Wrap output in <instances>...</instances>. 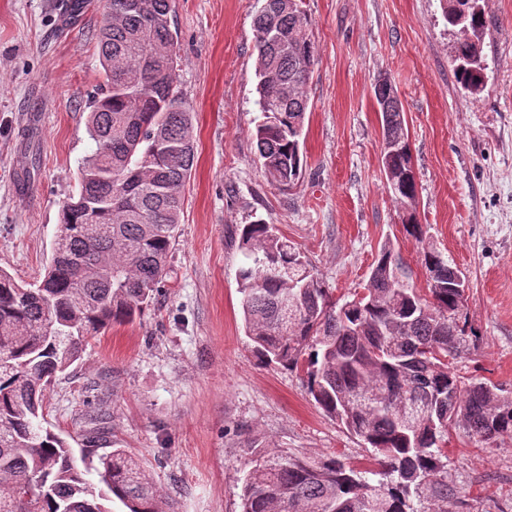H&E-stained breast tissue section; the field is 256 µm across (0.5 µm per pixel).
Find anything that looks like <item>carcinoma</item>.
<instances>
[{"label": "carcinoma", "mask_w": 512, "mask_h": 512, "mask_svg": "<svg viewBox=\"0 0 512 512\" xmlns=\"http://www.w3.org/2000/svg\"><path fill=\"white\" fill-rule=\"evenodd\" d=\"M170 2L109 0L98 36L103 84L88 102L95 150L61 210L46 273L23 284L0 269V512H112L114 499L126 512H176L134 455L114 448L94 465L45 427L43 414L48 383L88 339L134 322L168 272L195 162ZM440 5L459 28L456 80L477 92L485 12L479 0ZM309 26L297 0H263L254 18L260 119L252 139L267 179L282 188L303 175L306 85L316 63ZM395 94L390 83L373 85L386 140L407 136L404 111L388 105ZM392 165L403 175L390 192L404 205V231L422 245L426 270L440 271L427 296L389 239L365 292L337 299L274 225L241 228L237 281L256 356L301 374L323 412L380 455V469L251 444L240 512H448L449 429L462 424L481 443L512 437V395L452 367L477 336L448 280V259L425 244L411 148ZM396 265L409 287H395Z\"/></svg>", "instance_id": "1"}]
</instances>
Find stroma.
<instances>
[{"label":"stroma","instance_id":"stroma-1","mask_svg":"<svg viewBox=\"0 0 512 512\" xmlns=\"http://www.w3.org/2000/svg\"><path fill=\"white\" fill-rule=\"evenodd\" d=\"M317 64L308 82L303 180L271 184L255 160L253 17L258 0H173L177 70L196 158L161 293L134 323L91 339L47 391L45 418L72 448L105 416L97 453L141 460L178 512H239L247 441L356 468L374 451L307 394L297 373L259 361L244 332L236 271L240 225L261 219L346 296L364 288L384 240L417 288L421 247L387 189L372 86L396 88L427 241L461 271L479 341L457 366L512 392V0H484L486 79L472 93L451 62L439 0H299ZM107 0L63 26L60 0H0V267L36 281L60 212L94 143L87 102L101 81L95 35ZM39 166H32V158ZM448 512H512V438L448 436Z\"/></svg>","mask_w":512,"mask_h":512}]
</instances>
